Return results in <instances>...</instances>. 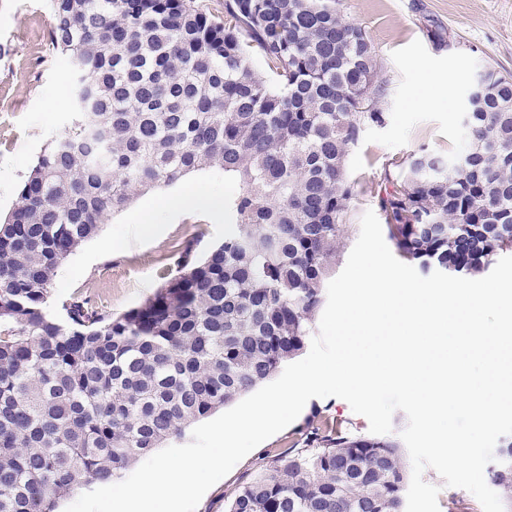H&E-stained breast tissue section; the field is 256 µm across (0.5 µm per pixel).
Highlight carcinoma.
Listing matches in <instances>:
<instances>
[{
	"instance_id": "carcinoma-1",
	"label": "carcinoma",
	"mask_w": 512,
	"mask_h": 512,
	"mask_svg": "<svg viewBox=\"0 0 512 512\" xmlns=\"http://www.w3.org/2000/svg\"><path fill=\"white\" fill-rule=\"evenodd\" d=\"M74 118L0 221V512H57L270 379L305 347L357 183L346 159L387 123L374 47L337 0H49ZM262 56L266 75L253 66ZM463 167L420 150L381 175L397 257L469 275L512 252V75L491 69ZM224 241L112 315L53 278L103 218L206 168ZM491 482L512 512V441ZM399 443L327 420L268 459L227 512H403Z\"/></svg>"
}]
</instances>
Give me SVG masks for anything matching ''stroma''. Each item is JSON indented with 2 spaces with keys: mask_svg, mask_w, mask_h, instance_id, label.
<instances>
[{
  "mask_svg": "<svg viewBox=\"0 0 512 512\" xmlns=\"http://www.w3.org/2000/svg\"><path fill=\"white\" fill-rule=\"evenodd\" d=\"M345 20L372 41L379 77L386 83L385 127L367 129L351 151L348 171L358 184L333 266L341 272L360 234L366 210L378 207L380 175L390 163L406 164L420 148L455 156L463 144V116L470 79L484 63L512 73V0H340ZM444 42L432 36L434 27ZM48 0H0V218L13 208L18 190L41 150L71 126L69 65L48 41ZM422 97L431 108L418 107ZM158 191L139 196L124 211L106 216L98 233L78 246L59 268L53 299L74 293L107 312L121 314L152 295L160 273L173 269L175 245L198 239L206 249L224 238V214L207 209L167 211ZM150 210L155 224L129 250L119 242L138 212ZM355 434L369 422L336 397L309 400L297 419L267 439L202 497L197 512H224L240 484L255 474L266 453L300 443L316 413Z\"/></svg>",
  "mask_w": 512,
  "mask_h": 512,
  "instance_id": "stroma-1",
  "label": "stroma"
}]
</instances>
